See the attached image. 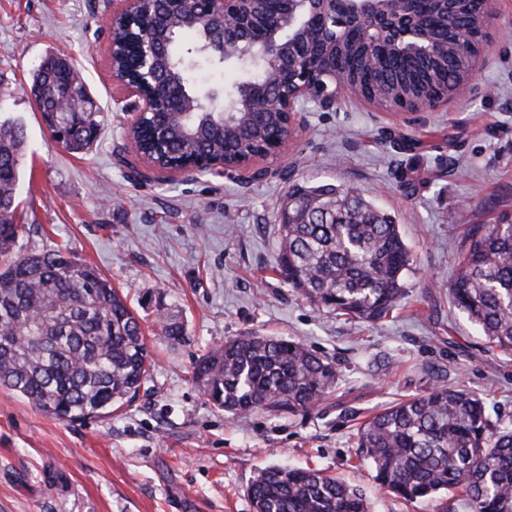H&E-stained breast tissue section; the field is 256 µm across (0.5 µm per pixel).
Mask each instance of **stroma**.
<instances>
[{"label": "stroma", "instance_id": "1", "mask_svg": "<svg viewBox=\"0 0 512 512\" xmlns=\"http://www.w3.org/2000/svg\"><path fill=\"white\" fill-rule=\"evenodd\" d=\"M112 0H0V117L27 144L17 196L29 250L65 248L109 279L140 317L153 366L134 399L69 422L0 388V512H252L245 490L270 464L344 478L372 512H438L378 486L357 445L386 404L460 385L512 427V356L454 308L448 283L475 224L512 216V0H496L475 87L446 107L394 112L354 97L297 106L298 129L259 178L141 176L129 100L109 66ZM70 56L105 116L88 152L65 150L33 104L34 71ZM358 188L395 216L413 259L401 306L351 321L274 273L277 211L296 183ZM179 313L181 342L159 310ZM247 332L292 338L333 360L316 409L230 417L191 380L208 346Z\"/></svg>", "mask_w": 512, "mask_h": 512}]
</instances>
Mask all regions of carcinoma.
Segmentation results:
<instances>
[{
  "label": "carcinoma",
  "mask_w": 512,
  "mask_h": 512,
  "mask_svg": "<svg viewBox=\"0 0 512 512\" xmlns=\"http://www.w3.org/2000/svg\"><path fill=\"white\" fill-rule=\"evenodd\" d=\"M493 0H415L408 22L419 29L427 51L390 40L366 41L354 29L328 21L310 45L313 78L331 84L345 77L350 92L382 105L418 111L468 82L480 53ZM251 36L277 27L274 6L258 10ZM167 64L192 106L190 118L162 128L144 115L132 132L136 148L160 168L194 158L238 162L273 153L285 126L279 112L255 122L226 96L212 113L224 129L194 139L182 127L199 126L198 91L181 60L206 56L208 31L172 26ZM115 68L132 73V40L120 33ZM74 83L93 102L66 58L32 83ZM64 149L80 152L97 140L103 112H61ZM23 125L0 119V387L16 392L42 412L63 421L112 412L131 400L148 379L151 354L139 318L112 283L61 249L19 252L26 225L16 222L23 156ZM297 221L284 222L286 212ZM282 280L317 307L341 316L376 321L404 296L413 260L399 224L358 190L334 184H296L277 215ZM452 303L479 327L488 343L512 353V224H475L468 247L455 261ZM163 335L178 341L183 324L159 319ZM193 380L233 416L258 408L310 410L335 388L333 362L300 341L250 333L225 340L193 363ZM358 448L389 492L407 501L452 492L443 512H512V429L491 423L480 398L441 385L428 394L397 401L359 428ZM252 512H371L365 494L319 470L275 465L262 468L247 487Z\"/></svg>",
  "instance_id": "cac0c4a2"
}]
</instances>
